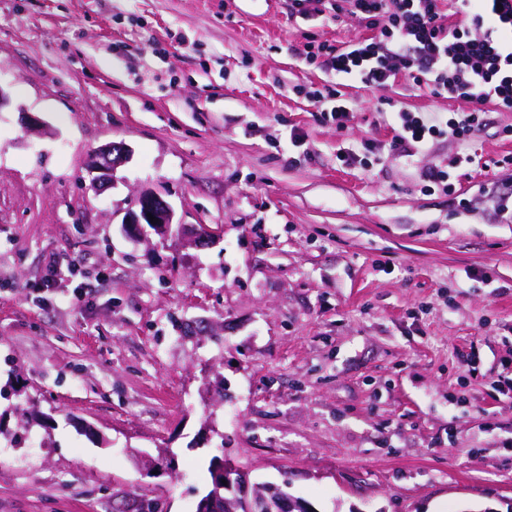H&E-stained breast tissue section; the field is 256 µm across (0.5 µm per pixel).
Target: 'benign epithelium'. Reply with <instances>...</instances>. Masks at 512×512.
Listing matches in <instances>:
<instances>
[{"label":"benign epithelium","mask_w":512,"mask_h":512,"mask_svg":"<svg viewBox=\"0 0 512 512\" xmlns=\"http://www.w3.org/2000/svg\"><path fill=\"white\" fill-rule=\"evenodd\" d=\"M128 154L129 150L124 144L115 142L94 151L87 165L92 186L103 189L113 183L116 169L126 162ZM152 216L157 218V222L150 221ZM172 221L171 207L152 192L141 193L135 201V208L129 210L123 219L128 231L134 235L141 234L146 226L164 235ZM217 474L220 479L227 481V484L221 485L223 489H241L245 481L244 473L229 459L218 461ZM288 509L291 512H315L306 501L288 495L281 487L274 485L259 486L250 494L241 491L240 496L231 499L215 494L200 499L197 504V512H286Z\"/></svg>","instance_id":"1"}]
</instances>
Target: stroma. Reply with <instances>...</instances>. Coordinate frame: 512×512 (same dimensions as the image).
Here are the masks:
<instances>
[{"label":"stroma","mask_w":512,"mask_h":512,"mask_svg":"<svg viewBox=\"0 0 512 512\" xmlns=\"http://www.w3.org/2000/svg\"><path fill=\"white\" fill-rule=\"evenodd\" d=\"M370 34L288 0H0V512H196L215 456L316 512L512 498V213L482 196L512 182V112L344 162L392 112L450 109L301 54ZM326 85L346 129L307 96ZM435 166L451 191H424ZM144 191L170 235L126 233ZM128 154L124 144L115 142L94 151L87 165L92 186L103 189L113 183L116 169L126 162Z\"/></svg>","instance_id":"35a3bbf8"}]
</instances>
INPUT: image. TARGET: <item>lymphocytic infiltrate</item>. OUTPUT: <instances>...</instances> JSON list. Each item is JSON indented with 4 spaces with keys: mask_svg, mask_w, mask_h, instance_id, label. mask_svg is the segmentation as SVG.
Returning <instances> with one entry per match:
<instances>
[{
    "mask_svg": "<svg viewBox=\"0 0 512 512\" xmlns=\"http://www.w3.org/2000/svg\"><path fill=\"white\" fill-rule=\"evenodd\" d=\"M330 8L372 31L326 48L332 74L381 90L404 73L430 95L466 105L449 118L395 112L391 151L411 159L439 138H464L488 104L512 112V0H330Z\"/></svg>",
    "mask_w": 512,
    "mask_h": 512,
    "instance_id": "f902f5d3",
    "label": "lymphocytic infiltrate"
}]
</instances>
